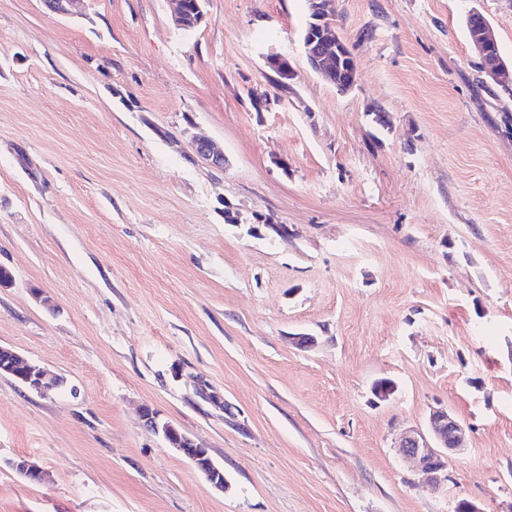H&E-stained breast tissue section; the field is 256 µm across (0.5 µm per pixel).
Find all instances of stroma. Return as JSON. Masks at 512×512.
<instances>
[{
    "label": "stroma",
    "mask_w": 512,
    "mask_h": 512,
    "mask_svg": "<svg viewBox=\"0 0 512 512\" xmlns=\"http://www.w3.org/2000/svg\"><path fill=\"white\" fill-rule=\"evenodd\" d=\"M333 7L345 93L308 0H0V346L61 380L0 377V512H512V90L466 29L512 66V0ZM438 406L468 440L432 492L399 437ZM171 1L174 4L175 21L179 27L184 26L183 19H184V15L187 12L189 6H192L195 9V12H201V7L199 4V2H201V1L194 0L192 5L190 4V2H192L190 0H189V2L187 0H171ZM200 18L202 21V19H203L202 12L200 14ZM198 22H199L198 13L197 14L193 13V10L191 9V10H189V12L187 14V19H186V24H185L186 26L182 27V29H187V28H189L190 30L194 29L200 24ZM331 0H311L309 4V10L315 14L312 19L315 21V35L311 23L314 22L311 19V13H309V19L302 32V42L306 37L308 38L303 45V51L311 64V66L321 74L326 80L335 84L337 87L341 84L340 79L336 77L338 71L334 64V49L336 47V57L339 53H343L346 49L343 40L336 34L335 26L329 21L331 15ZM469 16L473 21H477L479 26L478 33L472 43L487 65L488 76L493 81H497L500 78L503 65L500 61L497 43L492 36L491 28L480 13L472 11ZM143 417L149 431L162 437L174 447L173 449L190 459L215 489L224 490L226 486L224 472L213 462L206 448H200L195 442L183 440V433L178 428L160 420L158 414L149 408L144 409Z\"/></svg>",
    "instance_id": "obj_1"
}]
</instances>
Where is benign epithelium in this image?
Here are the masks:
<instances>
[{"label": "benign epithelium", "mask_w": 512, "mask_h": 512, "mask_svg": "<svg viewBox=\"0 0 512 512\" xmlns=\"http://www.w3.org/2000/svg\"><path fill=\"white\" fill-rule=\"evenodd\" d=\"M176 24L184 26V15L188 8L201 11L199 0H172ZM332 0H310V11L315 21L314 35L303 45V51L311 66L329 82L340 85L337 80L338 71L334 64V51L344 52L343 40L336 34L335 26L329 21ZM470 18L479 26L473 45L487 65L488 76L496 81L502 72V63L497 50V43L492 36L491 28L481 14L474 11ZM266 64L278 74V82L288 85L293 77V69L288 54L272 52L266 56ZM195 149L199 156L215 167H224V150L215 142L206 139L195 141ZM0 376H10L28 390L43 394L56 385V378L41 366L23 358L11 348L0 346ZM146 428L162 437L168 444L182 455L190 459L205 475L208 482L217 490H224L226 480L223 470L218 467L208 454L207 449L196 443L185 441L182 432L173 424L159 419L157 413L146 408L143 411ZM429 434L418 429L406 431L400 435V449L404 456L415 463V471L419 476L418 483L431 490H436L448 480L445 474L448 452H461L465 449L466 427L444 407L431 410L428 417ZM21 475L43 480L44 473L34 463L21 459L12 463Z\"/></svg>", "instance_id": "benign-epithelium-1"}]
</instances>
